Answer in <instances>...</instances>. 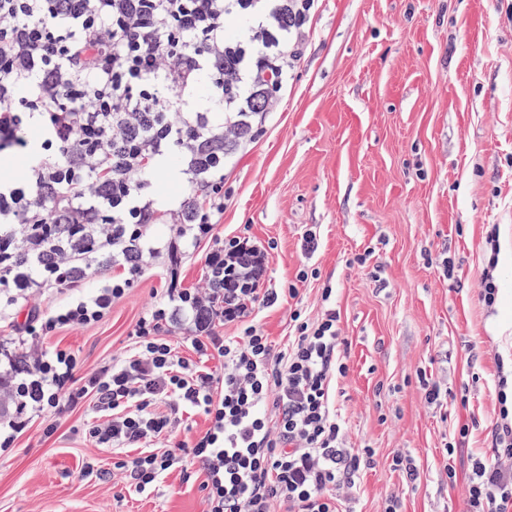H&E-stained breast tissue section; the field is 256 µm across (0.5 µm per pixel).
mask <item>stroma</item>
Instances as JSON below:
<instances>
[{
	"instance_id": "stroma-1",
	"label": "stroma",
	"mask_w": 512,
	"mask_h": 512,
	"mask_svg": "<svg viewBox=\"0 0 512 512\" xmlns=\"http://www.w3.org/2000/svg\"><path fill=\"white\" fill-rule=\"evenodd\" d=\"M311 32L288 95L237 162L222 229L274 241L273 287L317 268L300 286L310 316L322 288L335 290L348 344L336 407L350 446L373 453L340 512H466L473 464L494 456L498 361L512 359V0H322ZM160 289L146 276L102 323L44 343L90 372L130 349ZM427 380L444 406L425 402ZM86 419L78 408L49 436L35 423L0 456V512H206L202 476L178 467L151 491L119 487L111 451L75 434ZM401 455L415 458L416 481Z\"/></svg>"
}]
</instances>
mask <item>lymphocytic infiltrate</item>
I'll list each match as a JSON object with an SVG mask.
<instances>
[{
    "instance_id": "lymphocytic-infiltrate-1",
    "label": "lymphocytic infiltrate",
    "mask_w": 512,
    "mask_h": 512,
    "mask_svg": "<svg viewBox=\"0 0 512 512\" xmlns=\"http://www.w3.org/2000/svg\"><path fill=\"white\" fill-rule=\"evenodd\" d=\"M320 0H0V454L36 420L88 406L84 433L142 493L176 466L203 474L208 512H339L362 451L347 445L335 384L339 315L290 312L273 344L257 317L297 298L265 285L268 249L219 231L239 157L287 95ZM237 30H229L230 21ZM166 172L180 192L161 195ZM199 257L200 286L180 269ZM148 274L162 293L124 357L78 375L40 337L103 322ZM235 326V335L221 326ZM179 330L198 362L179 356ZM221 362L211 370L206 359ZM198 412L209 427L178 439ZM488 436L469 512H512V410Z\"/></svg>"
}]
</instances>
